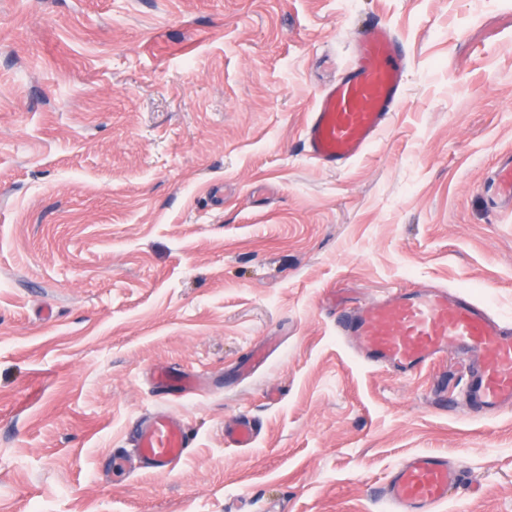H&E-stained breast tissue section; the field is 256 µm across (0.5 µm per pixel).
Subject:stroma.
<instances>
[{
  "mask_svg": "<svg viewBox=\"0 0 512 512\" xmlns=\"http://www.w3.org/2000/svg\"><path fill=\"white\" fill-rule=\"evenodd\" d=\"M374 23L405 97L336 170L303 126ZM508 158L512 0H0V512H387L424 452L464 469L439 512H512V411L471 413L455 355L404 377L336 333L420 285L512 323ZM157 410L187 457L114 469ZM155 386L162 395H180L197 390L200 380L186 372L165 369L155 374ZM255 437V427L250 420H238L224 430V438L239 448L251 445Z\"/></svg>",
  "mask_w": 512,
  "mask_h": 512,
  "instance_id": "35a3bbf8",
  "label": "stroma"
}]
</instances>
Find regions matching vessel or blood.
Wrapping results in <instances>:
<instances>
[{"instance_id":"b4317fda","label":"vessel or blood","mask_w":512,"mask_h":512,"mask_svg":"<svg viewBox=\"0 0 512 512\" xmlns=\"http://www.w3.org/2000/svg\"><path fill=\"white\" fill-rule=\"evenodd\" d=\"M407 58L389 27L373 25L358 41L350 66L319 93L304 129L309 156L340 169L361 156L386 129L405 93ZM338 332L353 337L373 366L409 377L453 351L470 361L467 395L481 412L512 410V327L483 304L444 288L412 287L385 299L343 310ZM164 395L197 390L196 376L165 369L155 375ZM234 446L256 437L251 421L224 430ZM132 448L123 457L133 470L162 472L178 464L192 445L182 419L155 411L131 430ZM463 479L462 466L444 454L419 453L405 460L383 489L392 512H437L450 489Z\"/></svg>"}]
</instances>
